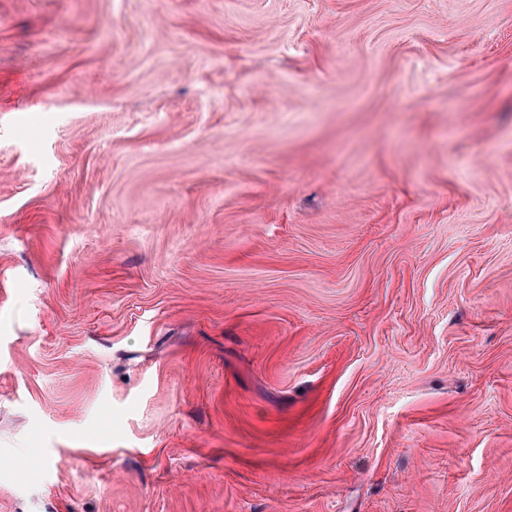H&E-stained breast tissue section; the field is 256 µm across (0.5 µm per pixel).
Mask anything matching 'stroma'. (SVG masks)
<instances>
[{
  "mask_svg": "<svg viewBox=\"0 0 512 512\" xmlns=\"http://www.w3.org/2000/svg\"><path fill=\"white\" fill-rule=\"evenodd\" d=\"M0 512H512V0H0Z\"/></svg>",
  "mask_w": 512,
  "mask_h": 512,
  "instance_id": "stroma-1",
  "label": "stroma"
}]
</instances>
